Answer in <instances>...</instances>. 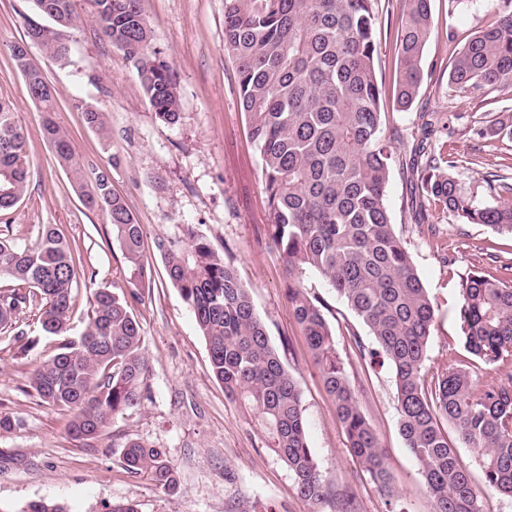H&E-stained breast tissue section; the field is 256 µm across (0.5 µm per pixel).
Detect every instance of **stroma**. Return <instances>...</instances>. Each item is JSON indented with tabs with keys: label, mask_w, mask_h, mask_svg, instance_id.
Segmentation results:
<instances>
[{
	"label": "stroma",
	"mask_w": 512,
	"mask_h": 512,
	"mask_svg": "<svg viewBox=\"0 0 512 512\" xmlns=\"http://www.w3.org/2000/svg\"><path fill=\"white\" fill-rule=\"evenodd\" d=\"M74 7L82 23L62 32L70 47L68 63L54 62L36 44L29 47V60L56 90L54 117L85 178L106 175L143 226L151 272L134 313L149 358L151 398L117 415L93 445L74 440L68 434L69 412L22 391L53 339L35 324L22 339L0 332V412L21 422L0 434V512H22L39 499L54 500L67 512H109L112 504L127 501L138 512H240L245 505L251 512H330L299 496L252 412L226 397L210 370L206 341L170 284L158 248L162 242L185 241L191 230L230 259L249 289L273 346L302 391L309 446L318 462L335 486L354 495L359 512H386L385 497L348 448L335 404L289 312L287 264L268 239L261 157L240 110L235 65L224 48V0H142L154 32L152 46L177 76L181 113L173 125L156 117L133 61L102 37L91 0H74ZM400 9V0H383L379 13L375 68L385 88L384 132L418 133L422 113H435L429 143L447 147L456 160L453 176L475 202H484L488 172L512 177V139L480 138L476 131L499 121L512 124V88L457 96L448 85V66L499 15L491 0L461 5L431 0L423 81L412 107L401 111L394 100ZM32 23L44 26L48 20L31 0H0V98L16 108L29 168L26 197L0 213V237L30 244L42 225L53 224L75 245L85 273L70 322L76 336L85 327L93 289L123 282L126 266L106 214L87 209L76 184L58 166L42 132L43 114L10 59L11 45ZM89 105L104 112L108 140L85 124L83 110ZM396 153L387 207L436 310L427 363L432 370L455 356L461 276L478 270L500 277L502 265H512V235L460 223L437 202L429 205L428 222L418 223L409 143L398 144ZM303 284L324 303L336 348L379 436L405 512H430L419 467L399 433L392 371L357 352L361 345L374 348L373 336L319 273L307 271ZM130 440L164 450L177 473L174 493L123 468L120 454Z\"/></svg>",
	"instance_id": "stroma-1"
}]
</instances>
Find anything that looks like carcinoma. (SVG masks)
Instances as JSON below:
<instances>
[{
  "mask_svg": "<svg viewBox=\"0 0 512 512\" xmlns=\"http://www.w3.org/2000/svg\"><path fill=\"white\" fill-rule=\"evenodd\" d=\"M94 17L113 47L134 61L150 106L165 124L180 118L171 65L152 49L154 34L141 0H93ZM59 29L81 22L73 0H32ZM378 0H225L224 45L235 64L239 101L259 148L270 237L288 265V302L333 398L353 455L384 497L397 496L380 439L360 409L336 351L324 305L300 280L314 270L368 328L378 355L390 366L399 432L418 464L432 512H491V499L512 500V280H491L477 270L461 281L459 317L468 361L442 362L428 375L426 361L435 308L386 205L396 156L383 135V88L375 70ZM432 30L430 0H404L398 31L395 101L411 107L423 79L421 62ZM31 24L28 39L56 62L69 46L55 32ZM31 100L46 112L43 133L59 163L78 185L83 170L65 131L54 121L55 90L41 72L11 53ZM448 83L460 94L512 86V11L479 31L454 58ZM88 127L107 137L104 113L83 111ZM448 152L419 141L412 165L422 199L436 200L469 224L512 235V182L491 172L485 182L496 200L478 204L450 174ZM24 136L11 103L0 99V212L25 195ZM85 205L104 211L126 264L124 285L93 291L83 332L67 335L79 268L53 224L42 225L33 245L0 240V331L25 335L28 315L53 351L33 369L25 393L71 414L69 433L91 441L112 418L149 398L148 358L133 313L148 281L143 227L125 200L100 175L83 193ZM167 276L194 313L209 364L224 393L253 412L270 447L288 467L299 495L333 512H352L309 447L302 393L270 343L266 325L231 263L202 237L160 244ZM491 379L479 382V371ZM456 437H450L445 426ZM472 448L483 464L485 491L473 486L458 458ZM121 459L132 474H146L167 493L177 474L163 450L130 440Z\"/></svg>",
  "mask_w": 512,
  "mask_h": 512,
  "instance_id": "cac0c4a2",
  "label": "carcinoma"
}]
</instances>
